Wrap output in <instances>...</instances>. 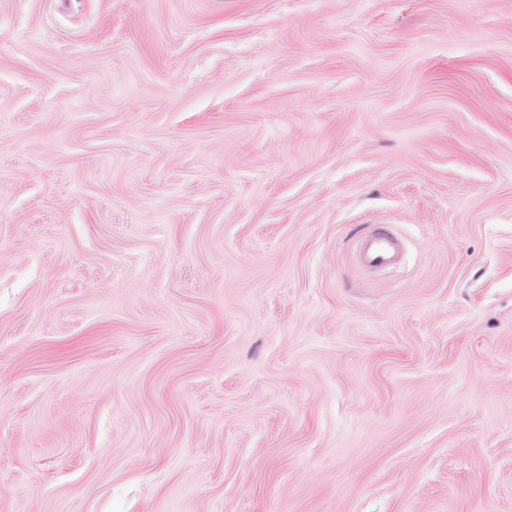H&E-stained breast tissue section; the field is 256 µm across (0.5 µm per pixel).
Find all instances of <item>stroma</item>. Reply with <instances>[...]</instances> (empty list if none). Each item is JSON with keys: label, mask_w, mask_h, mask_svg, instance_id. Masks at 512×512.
I'll return each instance as SVG.
<instances>
[{"label": "stroma", "mask_w": 512, "mask_h": 512, "mask_svg": "<svg viewBox=\"0 0 512 512\" xmlns=\"http://www.w3.org/2000/svg\"><path fill=\"white\" fill-rule=\"evenodd\" d=\"M0 512H512V0H0ZM361 263L374 270L395 269L400 264V245L397 236L386 230H373L359 244Z\"/></svg>", "instance_id": "stroma-1"}]
</instances>
